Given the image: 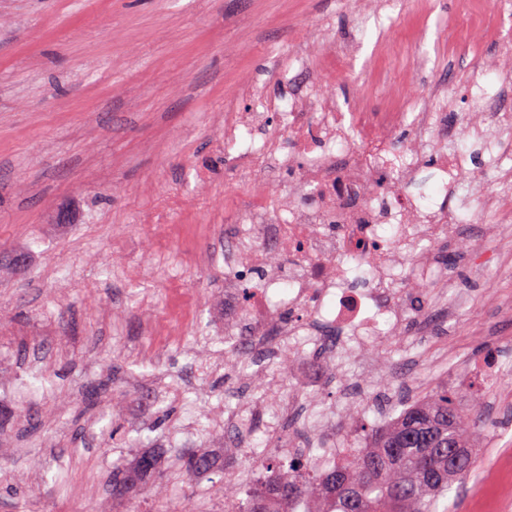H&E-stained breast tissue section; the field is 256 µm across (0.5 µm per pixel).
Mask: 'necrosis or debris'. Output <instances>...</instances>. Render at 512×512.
Instances as JSON below:
<instances>
[{"label": "necrosis or debris", "mask_w": 512, "mask_h": 512, "mask_svg": "<svg viewBox=\"0 0 512 512\" xmlns=\"http://www.w3.org/2000/svg\"><path fill=\"white\" fill-rule=\"evenodd\" d=\"M446 114V108L412 101L402 112H342L331 93L310 92L290 100L262 149L237 156L238 169L247 174L266 169L279 151L301 161L295 170L292 218L272 219L268 191L244 195L241 211L248 229L224 254V281L238 316L229 333L248 336L256 358L306 357L312 336L328 363L358 358L383 335L402 336L408 320L424 322L436 313H454L448 279L429 290L411 285L432 265L435 246L458 241L481 266L493 248H512L507 223L512 193L478 190L484 169H465L462 154L445 149L463 131L461 124L446 123ZM405 123L411 129L407 144L394 137ZM372 144L400 155L401 165L393 168L372 159L367 152ZM433 150L442 173L465 174L470 203L478 211L502 216V223L483 224L475 233L461 235L458 210L445 200L428 216H416L407 187ZM350 261L365 268L367 287L346 282ZM279 284L289 287L284 318L268 295ZM432 298L437 308L429 307Z\"/></svg>", "instance_id": "1"}]
</instances>
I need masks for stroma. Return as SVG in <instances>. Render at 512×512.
I'll use <instances>...</instances> for the list:
<instances>
[{"label":"stroma","mask_w":512,"mask_h":512,"mask_svg":"<svg viewBox=\"0 0 512 512\" xmlns=\"http://www.w3.org/2000/svg\"><path fill=\"white\" fill-rule=\"evenodd\" d=\"M512 38L504 0H0V512H179L186 500L224 508V475L271 451L266 430L301 445L330 443L302 413L278 417L267 397L343 407V426L375 423L386 395H422L490 357L512 362V252L481 274L456 242L434 271L459 305L404 349L388 338L358 363L317 352L283 372L253 360L224 365V267L214 235L237 226L244 194L241 130L224 143L226 110L264 111L304 83L305 51L342 111L398 108L442 88L457 112L478 114L472 86L497 89L499 38ZM355 66L334 75L340 48ZM457 145L495 159L483 188L512 190V147L498 155L475 134ZM273 217H288L293 169L257 173ZM176 234L163 232V225ZM362 388L367 406L346 404ZM490 427L475 445L478 476L455 486L448 512H480L482 496L512 512V384L474 386ZM251 401L262 429L238 438L208 414ZM155 460L142 473L143 455ZM211 458L187 474L185 458ZM127 486L112 492L113 474Z\"/></svg>","instance_id":"stroma-1"}]
</instances>
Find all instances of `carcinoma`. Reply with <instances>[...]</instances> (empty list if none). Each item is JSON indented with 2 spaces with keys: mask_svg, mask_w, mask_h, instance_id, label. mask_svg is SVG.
I'll return each instance as SVG.
<instances>
[{
  "mask_svg": "<svg viewBox=\"0 0 512 512\" xmlns=\"http://www.w3.org/2000/svg\"><path fill=\"white\" fill-rule=\"evenodd\" d=\"M486 428L480 407L466 410L448 385L438 386L396 422L362 427L359 447L344 459L256 460L259 476L224 487V512H448V491L477 467L470 441ZM450 445L458 454L452 468Z\"/></svg>",
  "mask_w": 512,
  "mask_h": 512,
  "instance_id": "cac0c4a2",
  "label": "carcinoma"
}]
</instances>
